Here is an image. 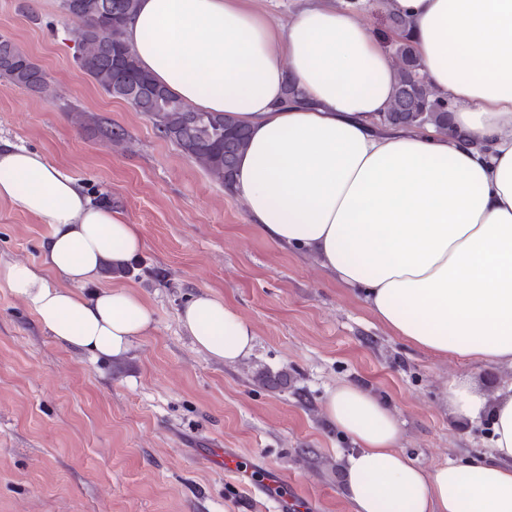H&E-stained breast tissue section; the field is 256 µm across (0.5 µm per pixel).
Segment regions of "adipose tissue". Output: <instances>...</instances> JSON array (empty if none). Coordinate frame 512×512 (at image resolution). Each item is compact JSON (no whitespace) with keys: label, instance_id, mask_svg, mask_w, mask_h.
Masks as SVG:
<instances>
[{"label":"adipose tissue","instance_id":"1","mask_svg":"<svg viewBox=\"0 0 512 512\" xmlns=\"http://www.w3.org/2000/svg\"><path fill=\"white\" fill-rule=\"evenodd\" d=\"M390 7L455 134L380 128L394 83L385 38L331 0H300L285 26L247 0H139L124 38L173 95L249 129L234 187L262 233L315 253L411 345L512 364V0ZM0 199L50 226L42 263L0 261V283L64 346L124 356L152 313L135 291L96 282L104 261L140 253L139 226L7 142ZM179 318L213 358L253 348L252 326L221 299L197 295ZM445 398L457 422H489L491 447L427 472L400 449L386 406L352 385L330 390L327 417L355 444L344 476L354 512H512V385L491 399L457 374Z\"/></svg>","mask_w":512,"mask_h":512}]
</instances>
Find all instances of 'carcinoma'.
<instances>
[{
  "label": "carcinoma",
  "instance_id": "obj_1",
  "mask_svg": "<svg viewBox=\"0 0 512 512\" xmlns=\"http://www.w3.org/2000/svg\"><path fill=\"white\" fill-rule=\"evenodd\" d=\"M138 0H60L63 13L79 23L74 31L79 69L106 94L130 104L150 120L159 133L175 143L221 183L233 190L234 174L247 149L245 127L224 113L201 112L172 95L143 70L123 39L127 21ZM396 73L391 105L380 124L389 128H422L433 125L453 132L448 102L437 95L420 75L419 63L408 39L391 43ZM0 78L46 98L55 89L42 66L13 39L0 36ZM83 124L119 140L123 133L98 116Z\"/></svg>",
  "mask_w": 512,
  "mask_h": 512
}]
</instances>
